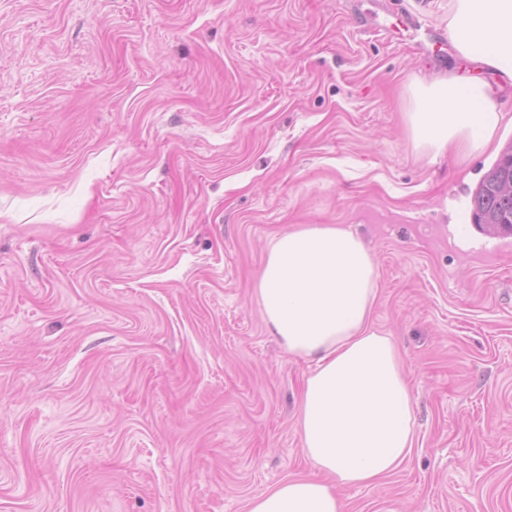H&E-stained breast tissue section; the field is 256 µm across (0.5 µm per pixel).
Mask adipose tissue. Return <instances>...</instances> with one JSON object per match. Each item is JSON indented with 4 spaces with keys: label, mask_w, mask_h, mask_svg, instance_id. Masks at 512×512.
Masks as SVG:
<instances>
[{
    "label": "adipose tissue",
    "mask_w": 512,
    "mask_h": 512,
    "mask_svg": "<svg viewBox=\"0 0 512 512\" xmlns=\"http://www.w3.org/2000/svg\"><path fill=\"white\" fill-rule=\"evenodd\" d=\"M448 38L470 63L512 80V0H451ZM512 125L489 82L450 75L419 85L408 129L418 151L466 158ZM375 257L340 224L274 237L255 284L268 332L308 363L298 428L310 474L251 497L246 512H343L340 486H367L411 454L415 401L390 333L372 314Z\"/></svg>",
    "instance_id": "obj_1"
}]
</instances>
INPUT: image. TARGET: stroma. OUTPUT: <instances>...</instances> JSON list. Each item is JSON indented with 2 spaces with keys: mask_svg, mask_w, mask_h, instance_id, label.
<instances>
[{
  "mask_svg": "<svg viewBox=\"0 0 512 512\" xmlns=\"http://www.w3.org/2000/svg\"><path fill=\"white\" fill-rule=\"evenodd\" d=\"M449 0H0V512H245L307 472V363L253 297L344 224L417 396L345 512H512V236L431 159L413 81L471 75Z\"/></svg>",
  "mask_w": 512,
  "mask_h": 512,
  "instance_id": "35a3bbf8",
  "label": "stroma"
}]
</instances>
